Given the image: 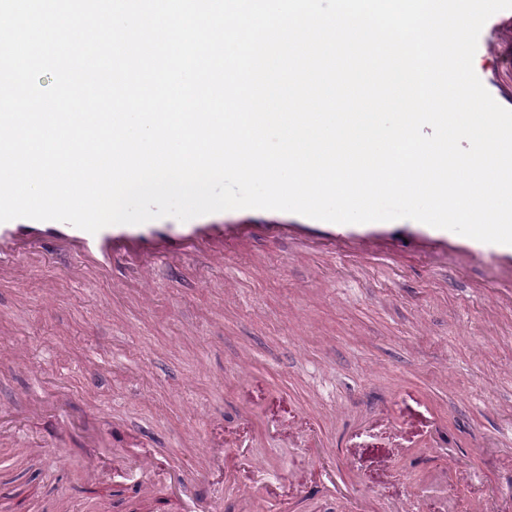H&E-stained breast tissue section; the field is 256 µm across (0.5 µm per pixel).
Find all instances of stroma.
Listing matches in <instances>:
<instances>
[{"instance_id": "stroma-1", "label": "stroma", "mask_w": 512, "mask_h": 512, "mask_svg": "<svg viewBox=\"0 0 512 512\" xmlns=\"http://www.w3.org/2000/svg\"><path fill=\"white\" fill-rule=\"evenodd\" d=\"M478 77L512 109V45L485 46ZM399 286L336 256L252 243L223 267L188 261L142 299L65 263L0 283V500L20 512H129L136 455L164 463L171 512H209L183 470L205 472L222 512H512V314L479 272L403 261ZM102 362L86 369L91 352ZM252 409L242 418V406ZM469 459V482L448 456ZM338 470L337 491L313 456ZM288 483H278V474Z\"/></svg>"}]
</instances>
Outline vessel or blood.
<instances>
[{
	"label": "vessel or blood",
	"mask_w": 512,
	"mask_h": 512,
	"mask_svg": "<svg viewBox=\"0 0 512 512\" xmlns=\"http://www.w3.org/2000/svg\"><path fill=\"white\" fill-rule=\"evenodd\" d=\"M293 242L301 252L338 254L359 266L414 256L426 267L462 272L483 267L482 293L512 309V246L489 244L411 220L338 224L261 209L203 215L185 224L172 217L139 225H110L91 234L59 221L15 219L0 223V280L22 281L30 261L64 260L72 281L105 279L117 288H148L160 268L197 259L221 263L247 240Z\"/></svg>",
	"instance_id": "b4317fda"
}]
</instances>
